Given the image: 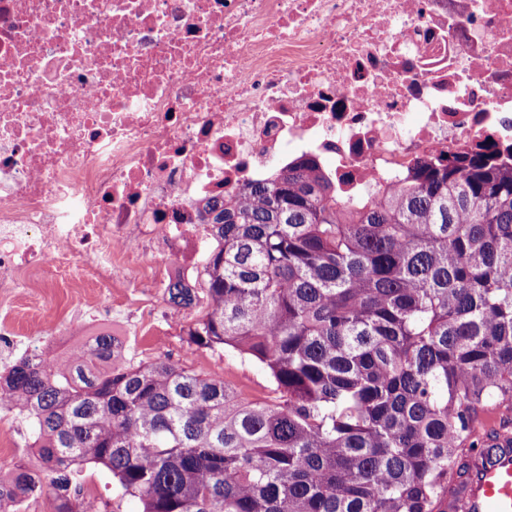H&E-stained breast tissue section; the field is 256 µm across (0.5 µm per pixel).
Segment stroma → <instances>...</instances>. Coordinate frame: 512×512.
Returning <instances> with one entry per match:
<instances>
[{
    "mask_svg": "<svg viewBox=\"0 0 512 512\" xmlns=\"http://www.w3.org/2000/svg\"><path fill=\"white\" fill-rule=\"evenodd\" d=\"M108 311L113 328L124 343L127 362L137 365L167 360L203 375L224 378L242 398L263 400L271 396L272 384L265 369L255 361L221 348H200L189 344V325L197 309L170 305L164 294H151L138 288L106 291L92 282L79 284L57 281L46 276L30 278L8 303L0 302V315L8 314L18 341L15 356H0V375L6 374L16 356L41 347L48 355H72L78 343L58 350L56 341L67 332L78 310ZM85 491L111 504L113 512H140L137 498L122 493L111 475L90 468L82 476Z\"/></svg>",
    "mask_w": 512,
    "mask_h": 512,
    "instance_id": "obj_1",
    "label": "stroma"
}]
</instances>
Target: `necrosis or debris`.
<instances>
[{
	"label": "necrosis or debris",
	"instance_id": "4bbe7bcc",
	"mask_svg": "<svg viewBox=\"0 0 512 512\" xmlns=\"http://www.w3.org/2000/svg\"><path fill=\"white\" fill-rule=\"evenodd\" d=\"M493 146L512 0H0V300L36 272L196 277L205 209L316 161L340 199Z\"/></svg>",
	"mask_w": 512,
	"mask_h": 512
}]
</instances>
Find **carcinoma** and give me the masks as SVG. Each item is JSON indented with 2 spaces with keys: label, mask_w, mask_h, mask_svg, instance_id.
I'll return each instance as SVG.
<instances>
[{
  "label": "carcinoma",
  "mask_w": 512,
  "mask_h": 512,
  "mask_svg": "<svg viewBox=\"0 0 512 512\" xmlns=\"http://www.w3.org/2000/svg\"><path fill=\"white\" fill-rule=\"evenodd\" d=\"M197 347L262 364L274 397L166 360L126 364L103 331L23 356L0 393L33 456L0 508L86 512L88 466L142 512H444L448 474L512 432V165L485 151L420 169L348 210L310 159L207 208Z\"/></svg>",
  "instance_id": "1"
}]
</instances>
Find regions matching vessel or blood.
Returning <instances> with one entry per match:
<instances>
[{
  "label": "vessel or blood",
  "instance_id": "obj_1",
  "mask_svg": "<svg viewBox=\"0 0 512 512\" xmlns=\"http://www.w3.org/2000/svg\"><path fill=\"white\" fill-rule=\"evenodd\" d=\"M466 474H450L445 512H512V438L474 454Z\"/></svg>",
  "mask_w": 512,
  "mask_h": 512
}]
</instances>
